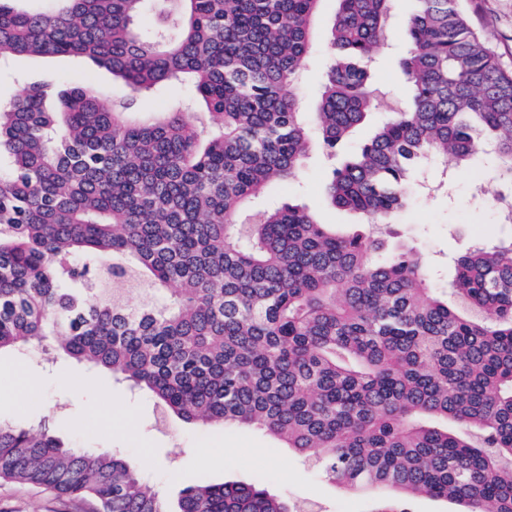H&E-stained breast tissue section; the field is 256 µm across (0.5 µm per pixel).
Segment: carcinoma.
Wrapping results in <instances>:
<instances>
[{
	"label": "carcinoma",
	"mask_w": 512,
	"mask_h": 512,
	"mask_svg": "<svg viewBox=\"0 0 512 512\" xmlns=\"http://www.w3.org/2000/svg\"><path fill=\"white\" fill-rule=\"evenodd\" d=\"M0 0V58L81 56L138 89L188 81L198 111L138 119L88 85L0 104V353L45 347L156 398L163 417L247 426L313 458L376 512L450 501L512 512V236L473 245L448 287L395 234L418 165L486 144L512 218V68L462 0H418L403 110L378 117L369 63L392 0H336L315 112L297 78L322 0ZM156 15L141 27L147 12ZM325 186L365 229L252 203L313 147L347 153ZM0 480L96 512H308L258 482L174 501L122 456L0 422Z\"/></svg>",
	"instance_id": "1"
}]
</instances>
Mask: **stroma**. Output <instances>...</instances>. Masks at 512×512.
Returning <instances> with one entry per match:
<instances>
[{
    "label": "stroma",
    "instance_id": "35a3bbf8",
    "mask_svg": "<svg viewBox=\"0 0 512 512\" xmlns=\"http://www.w3.org/2000/svg\"><path fill=\"white\" fill-rule=\"evenodd\" d=\"M476 24L491 38L502 61L512 67V0H464ZM415 0H393L389 47L374 67L373 84L383 110L405 100L407 83L400 61L406 52L407 21ZM336 0H322L314 19L312 51L298 88L306 111H314L329 60ZM59 80L94 86L103 103L130 95L124 83L74 56H17L0 65V102L13 99L31 82ZM332 159L313 152L299 176L265 195L268 203L289 196L306 204L319 221L350 230L355 214L331 207L325 182ZM499 187L484 156L455 168L426 162L398 219V240L430 256L445 281L446 262L483 237L503 236L494 208ZM49 420L67 443L124 454L141 479L165 497L176 498L190 484L227 480L259 481L288 502H316L321 512H374L375 497L347 491L330 481L314 462L285 448L272 436L248 427L196 429L173 423L158 428L153 398L100 369L53 357L34 348L0 354V420ZM219 449L212 467L201 466L204 449ZM0 512H91L88 502L16 482L0 481Z\"/></svg>",
    "mask_w": 512,
    "mask_h": 512
}]
</instances>
